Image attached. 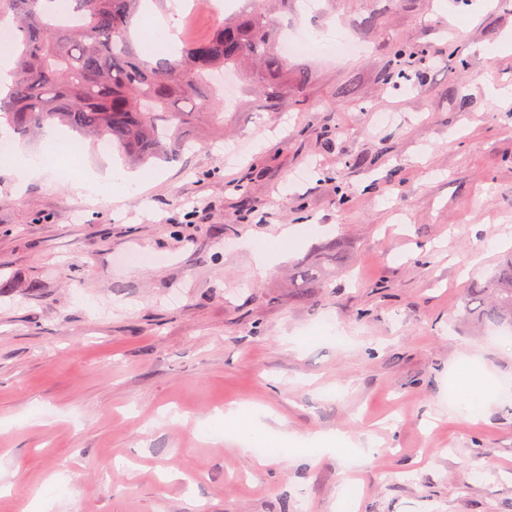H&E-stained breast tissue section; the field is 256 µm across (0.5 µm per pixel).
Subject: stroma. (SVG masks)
<instances>
[{"instance_id":"1","label":"stroma","mask_w":512,"mask_h":512,"mask_svg":"<svg viewBox=\"0 0 512 512\" xmlns=\"http://www.w3.org/2000/svg\"><path fill=\"white\" fill-rule=\"evenodd\" d=\"M271 18L314 37L288 59L306 82L272 112L233 77L223 128L199 113L147 191L86 200L54 164L22 188L0 162V512H512V345L455 324L512 232V0ZM288 226L312 232L258 275L242 241ZM332 240L329 287L296 281ZM469 365L499 393L465 417ZM239 407L378 451L262 467L224 434Z\"/></svg>"}]
</instances>
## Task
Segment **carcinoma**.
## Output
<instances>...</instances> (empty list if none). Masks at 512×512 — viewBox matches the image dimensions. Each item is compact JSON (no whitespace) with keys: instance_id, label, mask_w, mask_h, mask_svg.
<instances>
[{"instance_id":"1","label":"carcinoma","mask_w":512,"mask_h":512,"mask_svg":"<svg viewBox=\"0 0 512 512\" xmlns=\"http://www.w3.org/2000/svg\"><path fill=\"white\" fill-rule=\"evenodd\" d=\"M73 19L41 11L39 0H0V13L18 20L13 79L0 96V123L19 134L58 123L96 141L108 138L136 164L164 160L186 146V112L211 110L224 124L223 100L211 76L244 62L276 104L288 87V60L278 50L269 15L261 10L226 18L177 52L146 57L131 39L142 0H71ZM462 321L473 331H512V250L461 297Z\"/></svg>"}]
</instances>
